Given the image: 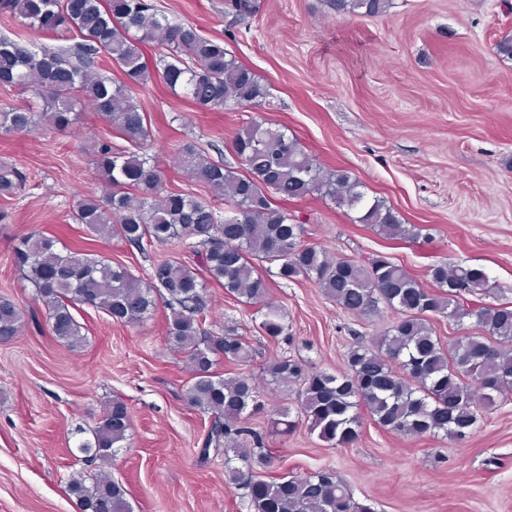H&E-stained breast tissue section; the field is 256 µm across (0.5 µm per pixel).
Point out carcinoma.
Here are the masks:
<instances>
[{
    "mask_svg": "<svg viewBox=\"0 0 512 512\" xmlns=\"http://www.w3.org/2000/svg\"><path fill=\"white\" fill-rule=\"evenodd\" d=\"M338 14L378 16L391 0H327ZM0 10L31 29L79 39L58 53L36 50L26 40L0 37V87L30 91L36 102L0 106V133L37 128L63 131L78 122L84 108L98 112L130 149L101 140L94 163L103 192L83 197L73 220L100 237H118L142 252L182 243L201 248L203 273L177 259L159 261L144 281L121 264L90 251L60 250L56 239L29 235L13 247V261L33 285L52 334L75 347L82 341L73 310L101 309L112 320L139 323L153 315L158 301L169 310V344L183 354L191 377L184 403L209 415L202 457L224 450L225 477L246 491L254 512H371L356 501L346 484L330 471L310 476L256 478L250 463L258 434L247 426V409L259 402L251 379L243 374L215 373L222 358L230 364L250 361L253 350L233 327L210 333L202 327L210 301L207 283L247 304L262 305L259 333L273 341L288 340L282 309L266 302L269 285L257 263L278 264L286 281H314L342 309L362 313L382 301L400 314L371 346L352 348L349 372L308 373L290 358L265 366L270 382L295 388L302 414L319 435L338 446L359 438L363 408L382 427L404 436L443 434L463 439L477 423L474 390L485 406L512 393V306L470 307L464 293L489 288L477 266L437 263L430 268L434 288L422 287L403 267L386 258L367 263L332 258L325 249L305 242L306 227L294 222L274 198L293 200L317 195L353 214L389 238L416 239L385 203L371 198L364 185L341 168L327 170L299 140L256 120L242 124L233 149L249 170L215 164L188 147L180 165L191 180L203 184L212 199L166 186L163 172L144 149L149 137L144 114L133 90L158 75L205 110H222L229 102L259 106L266 86L236 55L191 24H173L149 0H0ZM160 52L148 59L143 47ZM115 64L125 80L110 81L97 70ZM24 176L12 164H0V197L22 186ZM224 202V209L214 201ZM446 317L469 322L477 334L459 337L446 347L434 335L431 320ZM19 307L0 297V341L20 331ZM128 407L112 400L92 430L78 444L100 461L99 472L78 474L69 494L82 512H131L126 490L108 471L127 439ZM238 461L242 466H235Z\"/></svg>",
    "mask_w": 512,
    "mask_h": 512,
    "instance_id": "carcinoma-1",
    "label": "carcinoma"
}]
</instances>
